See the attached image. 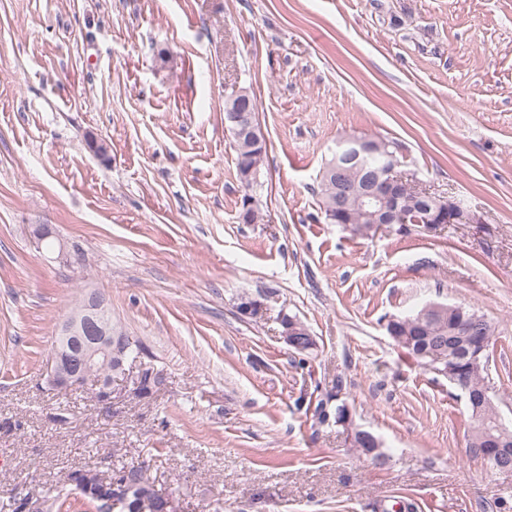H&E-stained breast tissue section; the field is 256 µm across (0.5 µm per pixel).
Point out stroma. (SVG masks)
<instances>
[{
	"label": "stroma",
	"mask_w": 512,
	"mask_h": 512,
	"mask_svg": "<svg viewBox=\"0 0 512 512\" xmlns=\"http://www.w3.org/2000/svg\"><path fill=\"white\" fill-rule=\"evenodd\" d=\"M242 90L267 141L256 224L224 122ZM352 136L397 142L476 223L325 221L319 171ZM87 288L142 348L108 407L43 388ZM430 302L493 322L485 380L512 425V0H0V504L146 460L180 512H500L512 473L470 452L459 391L387 332Z\"/></svg>",
	"instance_id": "obj_1"
}]
</instances>
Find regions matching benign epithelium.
<instances>
[{"label": "benign epithelium", "instance_id": "7a95c632", "mask_svg": "<svg viewBox=\"0 0 512 512\" xmlns=\"http://www.w3.org/2000/svg\"><path fill=\"white\" fill-rule=\"evenodd\" d=\"M246 92L242 91L225 104L229 129L236 138L246 134L254 137L257 131L250 119L252 111L246 102ZM375 149V146L356 137L343 138L336 143L335 162L346 155L359 156ZM384 167L365 179L358 193V201L370 205L368 217L373 223L372 230L378 232L387 224L407 223V211L401 205V189L410 185L419 200L416 224H430L438 227L444 224H462L468 213L454 198L436 196L408 180L400 170L401 162L395 154L386 152ZM64 333L57 339L47 367V384L55 390H67L85 385L89 375L108 366L112 362V348L115 344L127 347L124 333L112 326L109 309L94 293H87L78 301L72 313L64 319ZM309 335L307 328L297 319L284 320L282 336L286 343L299 349L302 337ZM442 374L460 388L467 406L474 407L473 418L478 428H483L479 404L490 398L489 391L474 392L468 389L466 380L448 367Z\"/></svg>", "mask_w": 512, "mask_h": 512}]
</instances>
